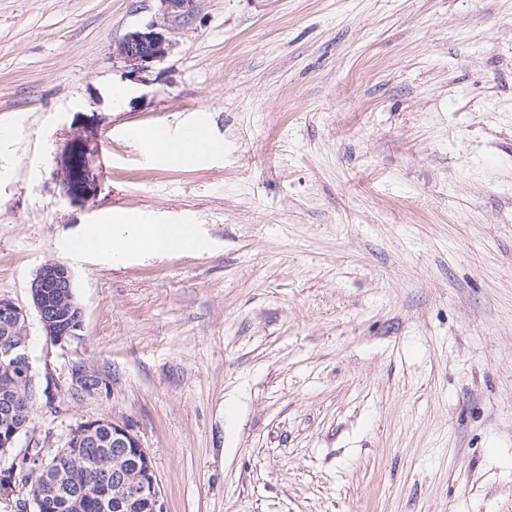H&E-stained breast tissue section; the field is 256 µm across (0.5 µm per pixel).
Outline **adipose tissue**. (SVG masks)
I'll return each mask as SVG.
<instances>
[{
	"label": "adipose tissue",
	"instance_id": "obj_1",
	"mask_svg": "<svg viewBox=\"0 0 512 512\" xmlns=\"http://www.w3.org/2000/svg\"><path fill=\"white\" fill-rule=\"evenodd\" d=\"M82 241L91 243V253L113 260L133 256L137 251L149 250L158 254H176L199 248L196 235H188L178 244L163 240L159 224L146 217L111 219L85 228Z\"/></svg>",
	"mask_w": 512,
	"mask_h": 512
}]
</instances>
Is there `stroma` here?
<instances>
[{
  "label": "stroma",
  "mask_w": 512,
  "mask_h": 512,
  "mask_svg": "<svg viewBox=\"0 0 512 512\" xmlns=\"http://www.w3.org/2000/svg\"><path fill=\"white\" fill-rule=\"evenodd\" d=\"M161 17L0 0V296L55 393L17 450L113 418L166 512H512V0H196L134 79L112 48ZM159 123L217 149L156 161ZM77 131L82 206L57 181ZM136 213L208 246L69 251ZM49 261L83 311L62 347L31 301ZM97 149L75 136L64 147L60 157V181L64 196L73 205L82 206L94 197L99 188V175L95 168Z\"/></svg>",
  "instance_id": "1"
}]
</instances>
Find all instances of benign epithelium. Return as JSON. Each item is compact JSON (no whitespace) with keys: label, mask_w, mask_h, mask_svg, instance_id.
<instances>
[{"label":"benign epithelium","mask_w":512,"mask_h":512,"mask_svg":"<svg viewBox=\"0 0 512 512\" xmlns=\"http://www.w3.org/2000/svg\"><path fill=\"white\" fill-rule=\"evenodd\" d=\"M164 18H183L189 15L195 0H159ZM172 47L166 27L153 21L143 28L129 31L112 48V57L124 64L132 74L148 71L152 65L165 60ZM96 149L80 137L70 140L60 157V181L64 196L70 203L82 206L95 196L100 188L95 168ZM55 288L56 303L45 302V289ZM73 276L70 268L61 262L42 265L35 275L33 306L41 325L50 336V342L63 346L77 336L83 325L82 309L72 303ZM27 312L13 300L0 297V372L8 381L3 383L5 397L13 388L10 380L25 379L35 384L27 353ZM72 384L89 392L99 386L96 375L84 366L72 372ZM106 432L112 440V463L104 464L95 476L94 484L105 488L121 504L136 505L145 512H165L161 490L151 456L138 435L126 422L97 419L79 423L69 434L66 446L55 451L56 459L73 458L76 443L87 442ZM22 429H0V458L9 456L8 467L0 468V501L15 503L17 512H64L79 504L80 495L66 487L61 472L45 465L44 452L33 453L27 448L14 453ZM31 473L40 477L47 487L28 499L19 498L20 479Z\"/></svg>","instance_id":"obj_1"}]
</instances>
